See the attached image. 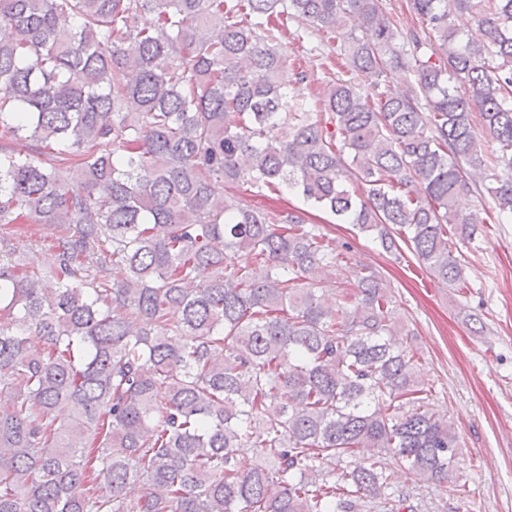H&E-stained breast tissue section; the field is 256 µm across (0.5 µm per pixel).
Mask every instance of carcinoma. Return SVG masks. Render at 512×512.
<instances>
[{
	"mask_svg": "<svg viewBox=\"0 0 512 512\" xmlns=\"http://www.w3.org/2000/svg\"><path fill=\"white\" fill-rule=\"evenodd\" d=\"M411 9L418 31L383 0H0V512H364L393 462L448 481L461 446L392 289L368 268L324 297L336 240L241 196L293 190L466 284L458 197L512 220V0ZM290 20L352 74L316 117ZM23 224L59 227L53 270Z\"/></svg>",
	"mask_w": 512,
	"mask_h": 512,
	"instance_id": "cac0c4a2",
	"label": "carcinoma"
}]
</instances>
